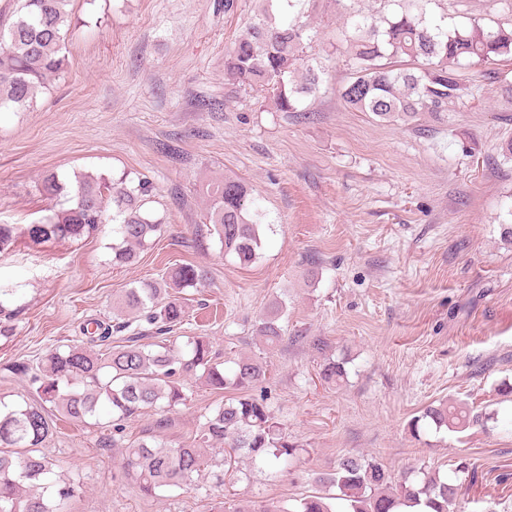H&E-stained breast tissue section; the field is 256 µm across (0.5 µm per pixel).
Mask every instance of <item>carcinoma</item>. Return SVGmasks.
Returning <instances> with one entry per match:
<instances>
[{
  "label": "carcinoma",
  "instance_id": "obj_1",
  "mask_svg": "<svg viewBox=\"0 0 512 512\" xmlns=\"http://www.w3.org/2000/svg\"><path fill=\"white\" fill-rule=\"evenodd\" d=\"M13 17L0 21V109L24 112L38 87L60 74L70 32L69 0H15ZM254 19L237 36L224 60L225 80L263 93L278 112H296L303 99L319 90L321 69L312 53V38L301 21L312 0H260ZM383 10L374 17L348 12L336 42L349 56L352 76L341 88L344 104L357 112L392 124L409 125L423 112L447 111L448 102L466 95L458 78L466 60L493 62L512 58V29L473 23L448 28L445 17L429 15L436 0H378ZM39 191L69 195L68 206L39 221L16 227L0 224V252L20 235L36 244L78 241L101 232L112 215V262L127 264L137 252L151 248L163 221L151 207L153 186L145 177L79 173L62 180L49 172ZM206 223L224 254L248 266L258 258V228L265 212L246 185L226 178L206 188ZM208 271L185 263L161 270L155 280L124 290L117 301L126 312L156 328L161 339L132 336L112 346V330H127V321L97 322L92 341L106 344L93 351L82 344L49 349L38 364L22 362L15 370L28 376L24 403L0 402V512H72L78 486L59 478V461L42 445L57 429L54 409L64 420L85 424L108 410L112 434L102 448H123L122 467L145 494L181 488L202 473L224 485V469L238 458L272 477L299 454L283 424L274 415L268 395L252 394L267 380L262 358L241 356L231 365L218 361L210 337L190 336L178 347L164 335L186 321L180 295L198 288ZM283 303L269 304L255 332L272 350L284 340ZM199 374L210 389L237 395L217 405L197 434L173 447L143 437L125 438V422L145 409L169 413L186 404L183 376ZM344 365H322L327 384L345 379ZM488 417L441 403L411 420L417 437L428 429L461 432L486 427ZM315 489L291 501L271 503L219 502L215 512H457L459 486L446 477L410 469L394 482L372 457L347 455L335 469L314 479Z\"/></svg>",
  "mask_w": 512,
  "mask_h": 512
}]
</instances>
